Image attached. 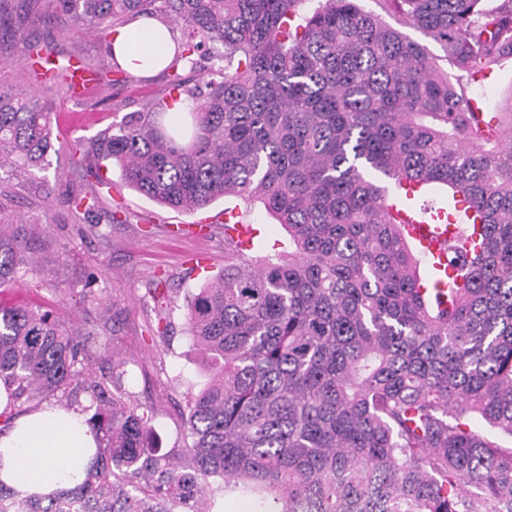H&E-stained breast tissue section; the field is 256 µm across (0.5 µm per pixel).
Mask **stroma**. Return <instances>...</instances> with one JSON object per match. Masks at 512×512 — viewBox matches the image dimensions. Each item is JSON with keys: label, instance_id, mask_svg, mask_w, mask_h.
Wrapping results in <instances>:
<instances>
[{"label": "stroma", "instance_id": "obj_1", "mask_svg": "<svg viewBox=\"0 0 512 512\" xmlns=\"http://www.w3.org/2000/svg\"><path fill=\"white\" fill-rule=\"evenodd\" d=\"M59 56L98 60L105 52L99 36H69L53 26L37 29ZM0 63L17 88L53 104L54 149L46 169L9 184L0 199L5 212L34 223L33 256L38 270L0 288V304L38 306L54 311L88 336L91 357L52 403L88 406L93 385H108L117 361L127 363L121 399L135 412L152 410L154 431L146 447L184 454L191 444L188 404L207 382L186 332L185 306L205 276L224 270V224L228 216L252 225L258 245L285 243L281 225L261 205L223 197L195 212L162 207L127 186L117 165L103 174L117 191L109 205L116 221L98 212L91 221L74 217L66 197L80 191L68 146L90 139L142 111L168 92V77L154 75L128 84L92 86L75 99L28 79L23 55L13 40L0 38ZM468 94L484 111H504L512 98V60L495 69L492 80L476 82ZM110 210V211H111Z\"/></svg>", "mask_w": 512, "mask_h": 512}]
</instances>
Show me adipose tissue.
I'll use <instances>...</instances> for the list:
<instances>
[{
    "mask_svg": "<svg viewBox=\"0 0 512 512\" xmlns=\"http://www.w3.org/2000/svg\"><path fill=\"white\" fill-rule=\"evenodd\" d=\"M112 51L125 69L152 76L171 61L175 43L157 19L140 17L113 33ZM96 448L80 407L42 405L0 435V482L23 497L49 494L77 481Z\"/></svg>",
    "mask_w": 512,
    "mask_h": 512,
    "instance_id": "adipose-tissue-1",
    "label": "adipose tissue"
}]
</instances>
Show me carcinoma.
Wrapping results in <instances>:
<instances>
[{
  "label": "carcinoma",
  "instance_id": "cac0c4a2",
  "mask_svg": "<svg viewBox=\"0 0 512 512\" xmlns=\"http://www.w3.org/2000/svg\"><path fill=\"white\" fill-rule=\"evenodd\" d=\"M0 0V30L66 18L96 33V81L136 75L112 29L151 16L180 32L165 67L189 112L157 100L69 147L84 189L71 210L104 207L103 162L161 206L193 212L233 196L281 224L288 250L255 260L224 236V272L193 293L186 325L211 372L189 403L190 460L144 447L152 416L106 407L93 387L97 455L83 478L0 512H211L210 478L253 512H512V97L484 129L465 93L512 57V0H390L438 43L425 46L358 0ZM22 44L30 66L73 93V63ZM192 77L181 74L183 70ZM51 103L0 77V194L42 169ZM460 194L483 216L480 250L448 241L455 275L430 270L390 216L396 186ZM26 225L0 213V287L31 264ZM88 340L38 307H0L5 421L21 398L78 374Z\"/></svg>",
  "mask_w": 512,
  "mask_h": 512
}]
</instances>
